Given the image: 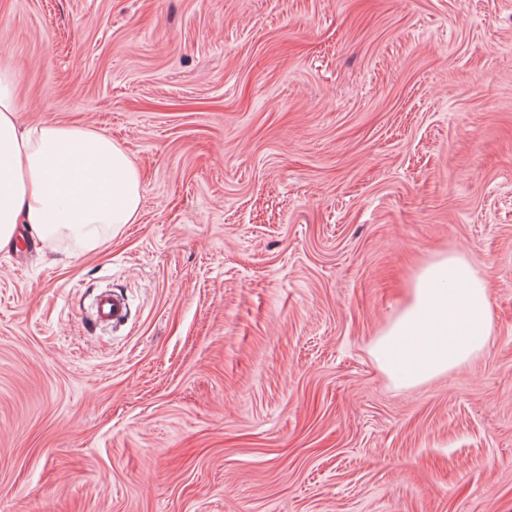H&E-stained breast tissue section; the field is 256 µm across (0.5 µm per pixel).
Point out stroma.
<instances>
[{
    "label": "stroma",
    "instance_id": "1",
    "mask_svg": "<svg viewBox=\"0 0 512 512\" xmlns=\"http://www.w3.org/2000/svg\"><path fill=\"white\" fill-rule=\"evenodd\" d=\"M0 61L143 185L0 251V512H512V0H0ZM454 251L489 342L396 386L370 345ZM126 312V302L117 294L104 291L97 296L96 316L100 322L118 323L125 318Z\"/></svg>",
    "mask_w": 512,
    "mask_h": 512
}]
</instances>
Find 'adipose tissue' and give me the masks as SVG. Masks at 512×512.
I'll return each mask as SVG.
<instances>
[{
	"label": "adipose tissue",
	"mask_w": 512,
	"mask_h": 512,
	"mask_svg": "<svg viewBox=\"0 0 512 512\" xmlns=\"http://www.w3.org/2000/svg\"><path fill=\"white\" fill-rule=\"evenodd\" d=\"M10 68H0V250L19 226L48 247L94 250L102 229L134 223L142 181L128 151L80 123L24 124ZM492 331L485 276L460 252L422 266L396 317L370 347L378 369L414 388L481 351Z\"/></svg>",
	"instance_id": "1"
}]
</instances>
